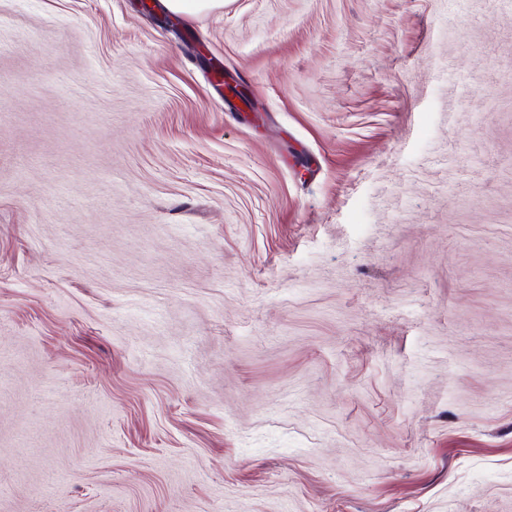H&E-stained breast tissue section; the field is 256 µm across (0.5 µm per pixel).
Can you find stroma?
Instances as JSON below:
<instances>
[{
    "label": "stroma",
    "instance_id": "35a3bbf8",
    "mask_svg": "<svg viewBox=\"0 0 512 512\" xmlns=\"http://www.w3.org/2000/svg\"><path fill=\"white\" fill-rule=\"evenodd\" d=\"M0 512H512V0H0ZM168 8L181 14H194L223 5V0H166Z\"/></svg>",
    "mask_w": 512,
    "mask_h": 512
}]
</instances>
